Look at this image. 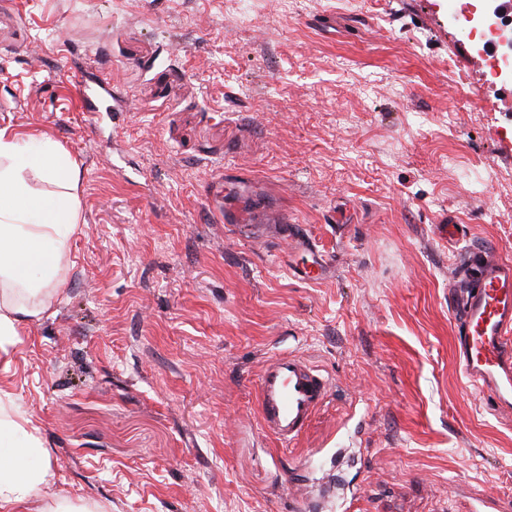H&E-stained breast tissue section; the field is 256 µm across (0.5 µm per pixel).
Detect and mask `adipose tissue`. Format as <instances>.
Wrapping results in <instances>:
<instances>
[{"instance_id":"adipose-tissue-1","label":"adipose tissue","mask_w":512,"mask_h":512,"mask_svg":"<svg viewBox=\"0 0 512 512\" xmlns=\"http://www.w3.org/2000/svg\"><path fill=\"white\" fill-rule=\"evenodd\" d=\"M54 184L51 192L33 183ZM79 166L47 135L0 128V352L21 324L46 310L41 296L80 222ZM41 439L0 396V512H17L50 478Z\"/></svg>"}]
</instances>
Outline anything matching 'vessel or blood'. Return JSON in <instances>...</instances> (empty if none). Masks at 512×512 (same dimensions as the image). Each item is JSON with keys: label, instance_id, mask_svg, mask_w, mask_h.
<instances>
[{"label": "vessel or blood", "instance_id": "1", "mask_svg": "<svg viewBox=\"0 0 512 512\" xmlns=\"http://www.w3.org/2000/svg\"><path fill=\"white\" fill-rule=\"evenodd\" d=\"M78 97L86 111L103 114L112 97L107 78L80 77ZM298 264L295 277L324 279L331 271L325 253L294 235ZM463 286L454 292L456 355L469 385L487 395L499 413H512V263L495 251L471 252L461 269ZM331 382L306 359L285 354L263 367L257 384V408L266 432L282 444L294 443L326 402Z\"/></svg>", "mask_w": 512, "mask_h": 512}]
</instances>
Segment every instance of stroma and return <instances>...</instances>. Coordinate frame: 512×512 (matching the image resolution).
Instances as JSON below:
<instances>
[{
	"label": "stroma",
	"mask_w": 512,
	"mask_h": 512,
	"mask_svg": "<svg viewBox=\"0 0 512 512\" xmlns=\"http://www.w3.org/2000/svg\"><path fill=\"white\" fill-rule=\"evenodd\" d=\"M472 2L0 0V128L81 171L57 292L0 357L43 512H336L339 448L356 512H512V421L467 386L448 296L473 248L512 260V84ZM228 200L278 208L332 277L289 274L285 225L240 232ZM288 352L333 385L291 448L255 394ZM78 97L87 112H94L98 116H102L103 112L109 116L110 107L106 105L109 99H112V85L108 79L101 77L100 79L89 80L84 75L80 76L77 85Z\"/></svg>",
	"instance_id": "1"
}]
</instances>
